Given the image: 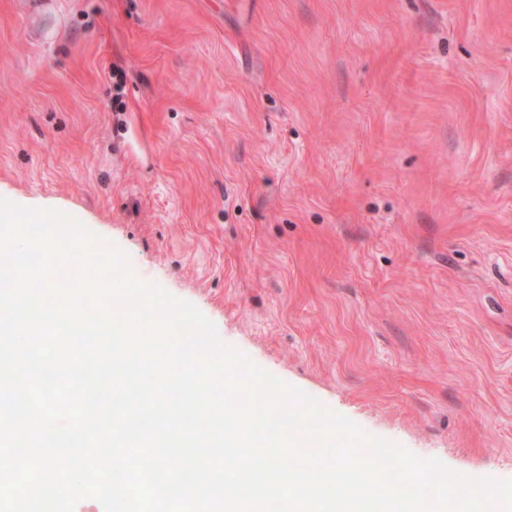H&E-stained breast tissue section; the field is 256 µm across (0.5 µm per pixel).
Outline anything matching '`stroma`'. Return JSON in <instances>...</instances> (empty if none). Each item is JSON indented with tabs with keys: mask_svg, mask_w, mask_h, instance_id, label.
<instances>
[{
	"mask_svg": "<svg viewBox=\"0 0 512 512\" xmlns=\"http://www.w3.org/2000/svg\"><path fill=\"white\" fill-rule=\"evenodd\" d=\"M0 197L369 435L512 479V0H0Z\"/></svg>",
	"mask_w": 512,
	"mask_h": 512,
	"instance_id": "obj_1",
	"label": "stroma"
}]
</instances>
